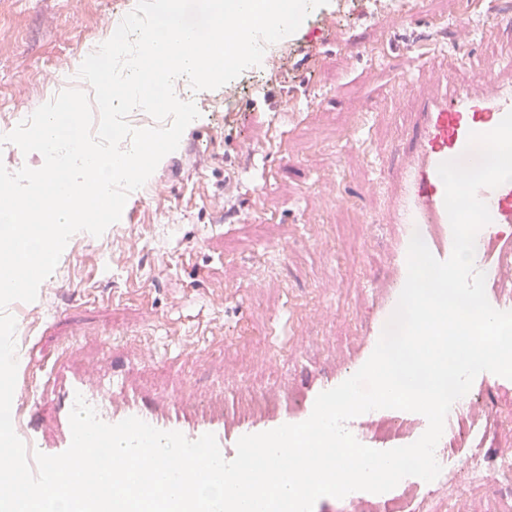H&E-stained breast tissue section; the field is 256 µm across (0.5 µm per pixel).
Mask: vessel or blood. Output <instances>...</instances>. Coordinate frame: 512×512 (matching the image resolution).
<instances>
[{"label":"vessel or blood","mask_w":512,"mask_h":512,"mask_svg":"<svg viewBox=\"0 0 512 512\" xmlns=\"http://www.w3.org/2000/svg\"><path fill=\"white\" fill-rule=\"evenodd\" d=\"M472 77L454 81L447 65L434 71L430 88L412 95L410 133L399 141L390 158L379 159L376 180L386 186L388 202L381 221L399 228L388 255L392 276L369 279L366 286L379 307V318L362 330L367 345L381 335V321L394 311L407 276V250L420 234L438 260L450 257L453 236L444 206L445 188L438 175L441 162L469 164L478 154L468 146L470 132L494 129L512 111V50L499 62H471ZM492 217L477 234L475 267L485 274L489 303L512 311V182L478 192ZM72 348H64L44 371L39 383L27 374L36 362L25 350L18 362L13 397L14 429L28 452H64L71 443L69 415L76 395H83L99 417L110 424L135 416L163 431H178L194 440L213 433L225 459L236 455V443L246 434L260 433L301 419L302 413L285 385L275 383L240 397L208 391L185 394L181 372L171 375L169 393L146 391L134 379L133 366H73Z\"/></svg>","instance_id":"b4317fda"}]
</instances>
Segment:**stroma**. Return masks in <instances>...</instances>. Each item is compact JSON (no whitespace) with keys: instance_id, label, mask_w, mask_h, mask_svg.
Here are the masks:
<instances>
[{"instance_id":"obj_1","label":"stroma","mask_w":512,"mask_h":512,"mask_svg":"<svg viewBox=\"0 0 512 512\" xmlns=\"http://www.w3.org/2000/svg\"><path fill=\"white\" fill-rule=\"evenodd\" d=\"M389 25L373 0H329L279 42L277 84L253 66L216 90L175 93L200 116L101 236L75 234L36 301L12 303L16 345L47 361L75 343L80 359L133 360L147 346L193 347L136 371L160 391L173 370L198 391L251 392L279 381L304 396L316 376L344 380L364 355L360 329L377 312L369 276L388 277L395 229L378 223L385 195L373 157L407 134L409 87H427L415 47L447 48L448 71L469 56L495 61L512 35V0L495 12L471 0H395ZM137 0H0V127L77 83L64 58L84 60L110 34L106 18ZM469 41L455 45L459 24ZM283 123L287 139L276 137ZM497 422L460 456L512 448V380L473 384Z\"/></svg>"}]
</instances>
